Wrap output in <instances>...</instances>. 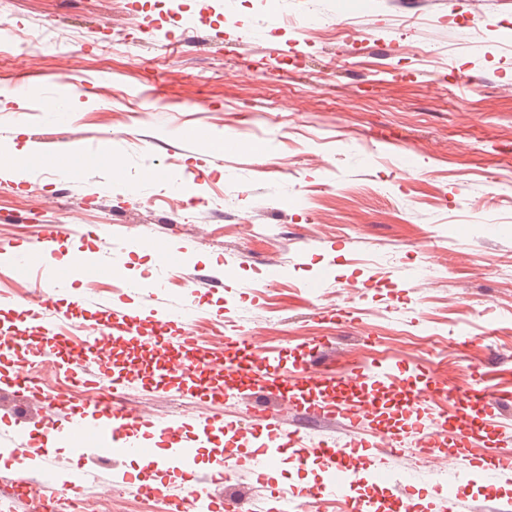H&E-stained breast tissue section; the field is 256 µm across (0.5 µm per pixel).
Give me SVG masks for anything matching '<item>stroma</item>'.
Instances as JSON below:
<instances>
[{"label": "stroma", "instance_id": "stroma-1", "mask_svg": "<svg viewBox=\"0 0 512 512\" xmlns=\"http://www.w3.org/2000/svg\"><path fill=\"white\" fill-rule=\"evenodd\" d=\"M238 4L166 0L152 43L135 46L123 41L143 19L132 0H10L15 23L54 25L72 46L0 55V93L25 101L0 104V144L30 149L24 173L0 176V246L60 229L52 284L0 265V328L42 292L138 306L136 282L162 275L171 299H190L189 327L211 361L224 358V324L273 355L326 345L333 377L398 363L405 385L429 380L447 445L418 458L410 430L400 454L365 465L405 476L404 512H446L438 486L466 456L467 424L449 417L454 383L478 367L512 393V0H279L293 25L268 18L246 35L225 21ZM102 147L115 166L95 162ZM195 170L206 178L187 206L176 187ZM95 248L111 275L71 277V259ZM168 252L180 258L171 272ZM193 278L192 295L182 282ZM101 361L131 377L153 354L115 341ZM11 371L30 372L36 389L14 392ZM170 382L126 389L124 401L181 418L191 435L242 411L235 398L180 394L179 375ZM94 398L53 349L0 361V434L23 433L58 473L87 471L81 499L93 512H165L139 458L79 460L51 445L49 420ZM212 451L227 461L217 494L253 512L316 485L325 468L284 463L260 477L251 442L217 438ZM116 470L132 478L121 498ZM510 501L512 477L469 488L470 512Z\"/></svg>", "mask_w": 512, "mask_h": 512}]
</instances>
